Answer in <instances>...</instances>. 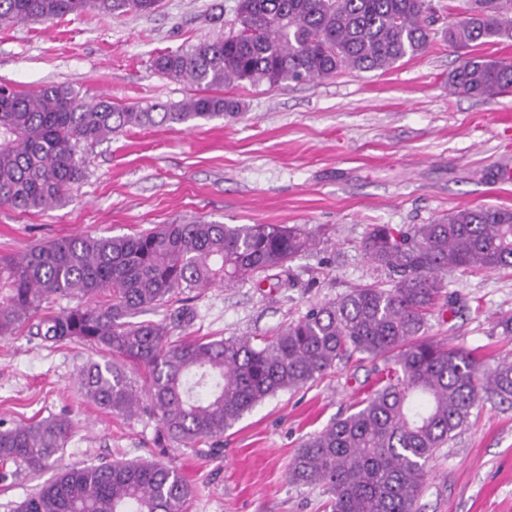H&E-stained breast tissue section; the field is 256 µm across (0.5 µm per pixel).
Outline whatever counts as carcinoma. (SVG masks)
Returning <instances> with one entry per match:
<instances>
[{
	"instance_id": "obj_1",
	"label": "carcinoma",
	"mask_w": 512,
	"mask_h": 512,
	"mask_svg": "<svg viewBox=\"0 0 512 512\" xmlns=\"http://www.w3.org/2000/svg\"><path fill=\"white\" fill-rule=\"evenodd\" d=\"M158 0H0V24L48 22L86 12L151 14ZM432 0H238L236 32L158 56L154 70L201 90L172 106L87 101L71 86L32 93L0 85V206L22 212L65 202L85 178L84 151L127 126L233 118L236 102L207 90L300 83L343 69L387 71L432 41ZM512 36V0H470L442 30L455 48ZM457 93L512 91V62L467 58L448 75ZM315 246L304 226L196 220L127 235L79 234L0 256V336L27 330L56 346L78 343L87 399L117 415L158 419V448L224 437L255 406L297 390L355 355L381 362L352 412L306 440L289 463L295 485L321 487L331 512H417L430 459L466 425L486 394L512 403V360L483 367L463 350L422 338L452 270L512 268V210L477 206L431 224H375L361 243L387 281L360 284L311 308L274 336L171 340L197 310L166 322L135 320L185 288L257 281ZM76 298L58 312L42 304ZM143 372L130 381L125 367ZM73 423L52 416L0 424V463L46 468ZM193 488L153 459L65 468L17 512H183Z\"/></svg>"
}]
</instances>
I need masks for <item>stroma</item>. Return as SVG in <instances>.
Returning a JSON list of instances; mask_svg holds the SVG:
<instances>
[{
  "instance_id": "stroma-1",
  "label": "stroma",
  "mask_w": 512,
  "mask_h": 512,
  "mask_svg": "<svg viewBox=\"0 0 512 512\" xmlns=\"http://www.w3.org/2000/svg\"><path fill=\"white\" fill-rule=\"evenodd\" d=\"M237 0H161L148 15L87 13L52 22L0 25V83L29 92L65 84L86 99L146 106L195 94L157 74L161 54L237 28ZM467 52L434 39L420 56L388 71L345 70L272 86L221 87L232 118L126 127L87 155L88 177L72 201L42 211L0 207V255L76 234L123 235L195 219L222 224H304L310 252L281 270L282 287L237 283L182 296L199 314L192 336L264 338L369 280L361 241L374 224H428L480 205L512 210V93L488 100L452 92L449 73ZM444 302L427 339L474 352L489 366L512 357V269L445 274ZM95 356L19 332L0 337V419L56 415L75 428L60 466L154 458L157 418L121 416L83 399L77 375ZM376 378L358 358L285 391L245 414L222 442L171 445L165 462L192 488L185 512H328L320 488L290 483L288 464L304 440L345 417ZM0 482V512L55 474L25 466ZM420 512H512V405L481 401L468 423L427 466Z\"/></svg>"
}]
</instances>
